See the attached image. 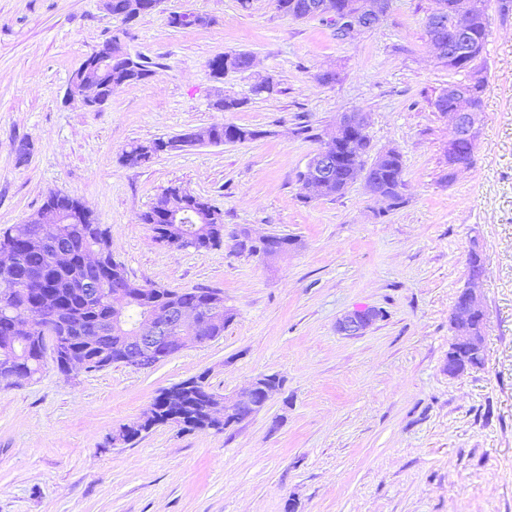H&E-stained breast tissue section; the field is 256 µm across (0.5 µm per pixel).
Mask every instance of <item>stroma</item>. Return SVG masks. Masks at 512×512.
Listing matches in <instances>:
<instances>
[{
	"mask_svg": "<svg viewBox=\"0 0 512 512\" xmlns=\"http://www.w3.org/2000/svg\"><path fill=\"white\" fill-rule=\"evenodd\" d=\"M432 6L391 0L376 27L342 37L274 0H163L127 24L102 0H0V229L68 194L108 228L130 279L221 289L234 314L223 336L150 370L67 377L48 362L0 387V512H512V0L488 5L481 131L460 170L433 105L457 76L430 51ZM184 11L209 25L172 27ZM121 27L152 76L96 111L67 102L73 73ZM231 51L250 53L253 68L215 78L209 60ZM326 72L336 82L321 83ZM265 76L276 93L253 95ZM220 95L244 105L215 110ZM346 112L367 113L372 152L400 151V205L361 179L303 200L297 174ZM224 123L258 136L135 168L120 160L131 143ZM169 186L223 213L221 246L155 240L140 216ZM244 228L294 243L251 254L236 246ZM475 247L484 362L452 376L449 318ZM365 308L369 328L338 333ZM200 374L228 398L261 374L283 385L222 432L164 424L115 440L162 389ZM375 313L357 310L345 315L338 323V332L345 336H356L366 330L374 321Z\"/></svg>",
	"mask_w": 512,
	"mask_h": 512,
	"instance_id": "obj_1",
	"label": "stroma"
}]
</instances>
